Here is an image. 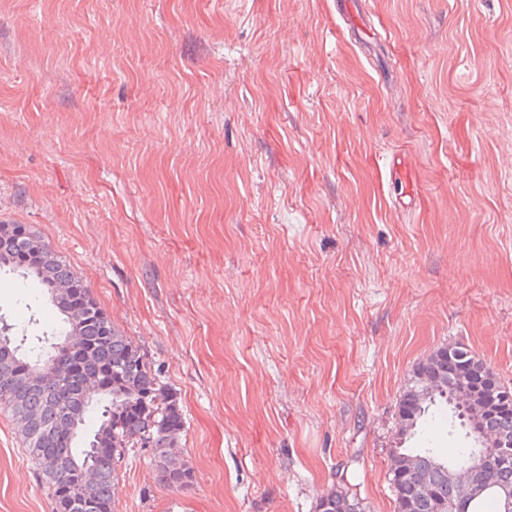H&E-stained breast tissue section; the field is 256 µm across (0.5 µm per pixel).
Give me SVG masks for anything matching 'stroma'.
Returning <instances> with one entry per match:
<instances>
[{
	"label": "stroma",
	"mask_w": 512,
	"mask_h": 512,
	"mask_svg": "<svg viewBox=\"0 0 512 512\" xmlns=\"http://www.w3.org/2000/svg\"><path fill=\"white\" fill-rule=\"evenodd\" d=\"M1 220L180 397L192 483L131 449L115 512H395L415 366L512 386V0H0ZM0 512H53L1 412ZM318 512H364L360 500L349 491L331 490L322 495L317 504Z\"/></svg>",
	"instance_id": "stroma-1"
}]
</instances>
